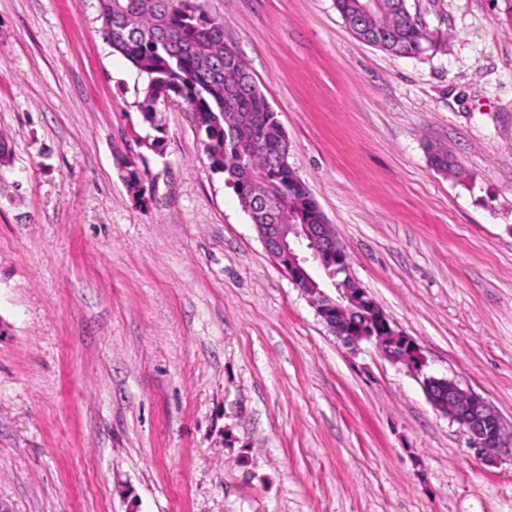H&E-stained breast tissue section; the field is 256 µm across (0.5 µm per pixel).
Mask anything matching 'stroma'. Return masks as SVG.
<instances>
[{"label":"stroma","instance_id":"stroma-1","mask_svg":"<svg viewBox=\"0 0 512 512\" xmlns=\"http://www.w3.org/2000/svg\"><path fill=\"white\" fill-rule=\"evenodd\" d=\"M197 2L423 367L328 331L181 99L158 108L161 152L141 146L97 0H0V504L512 512V462L472 456L422 387L456 380L512 431V0H407L439 39L413 57L334 0ZM120 154L145 163V200Z\"/></svg>","mask_w":512,"mask_h":512}]
</instances>
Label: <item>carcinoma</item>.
Segmentation results:
<instances>
[{
	"label": "carcinoma",
	"mask_w": 512,
	"mask_h": 512,
	"mask_svg": "<svg viewBox=\"0 0 512 512\" xmlns=\"http://www.w3.org/2000/svg\"><path fill=\"white\" fill-rule=\"evenodd\" d=\"M101 33L112 51L126 58L146 82L138 107L154 131L157 107L168 97L185 101L213 171L226 177L243 210L267 199L269 224H318L323 213L306 184L282 161L288 139L236 47L225 41L224 24L195 0H97ZM360 0H335L349 27L370 45L397 56L436 46L406 7V0H377L370 12ZM244 128L248 141L230 129ZM431 167L446 173L448 152L427 146Z\"/></svg>",
	"instance_id": "1"
}]
</instances>
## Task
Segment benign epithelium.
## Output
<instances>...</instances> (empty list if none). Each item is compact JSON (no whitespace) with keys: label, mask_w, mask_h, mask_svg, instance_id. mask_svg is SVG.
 <instances>
[{"label":"benign epithelium","mask_w":512,"mask_h":512,"mask_svg":"<svg viewBox=\"0 0 512 512\" xmlns=\"http://www.w3.org/2000/svg\"><path fill=\"white\" fill-rule=\"evenodd\" d=\"M256 229L266 252L287 272L295 286H300L302 277L317 285L314 293L306 294L316 313L343 307L348 296L327 284L334 260L341 253L334 225L258 224ZM340 339L352 348L362 341L376 342L361 326L343 333ZM384 354L394 362L408 363L415 356V347L410 338L397 333L388 337ZM445 411L467 435L469 448L479 459L487 462L512 460V435L506 434L500 418L480 397L451 379L448 380Z\"/></svg>","instance_id":"1"}]
</instances>
